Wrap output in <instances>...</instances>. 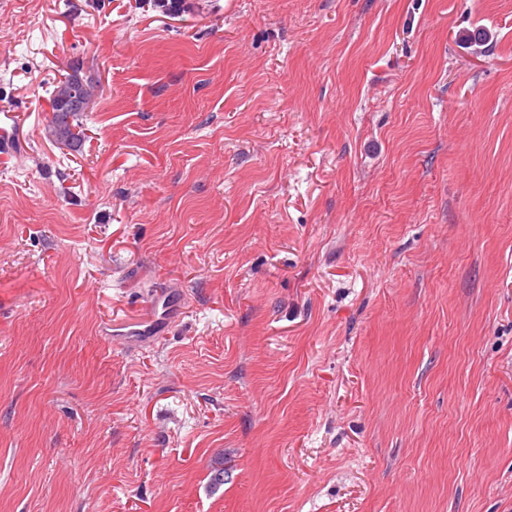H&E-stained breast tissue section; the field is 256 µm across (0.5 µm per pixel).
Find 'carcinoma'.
I'll list each match as a JSON object with an SVG mask.
<instances>
[{"mask_svg": "<svg viewBox=\"0 0 512 512\" xmlns=\"http://www.w3.org/2000/svg\"><path fill=\"white\" fill-rule=\"evenodd\" d=\"M95 89L96 83L81 76L77 69L57 83L50 96L51 134L55 140L70 148L81 141L82 123L80 118L85 114V110L68 107V99L75 95L92 99L95 96Z\"/></svg>", "mask_w": 512, "mask_h": 512, "instance_id": "1", "label": "carcinoma"}]
</instances>
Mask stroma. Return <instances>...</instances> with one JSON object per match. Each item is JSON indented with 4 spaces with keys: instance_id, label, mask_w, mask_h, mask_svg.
Listing matches in <instances>:
<instances>
[{
    "instance_id": "obj_1",
    "label": "stroma",
    "mask_w": 512,
    "mask_h": 512,
    "mask_svg": "<svg viewBox=\"0 0 512 512\" xmlns=\"http://www.w3.org/2000/svg\"><path fill=\"white\" fill-rule=\"evenodd\" d=\"M183 2L0 0V512H512V0ZM96 87V83L92 79H85L77 69L57 83L50 96L52 112L50 132L56 141L65 143L69 148L76 146L81 141L83 133L82 123L79 119L87 111L67 108L68 99L72 98L74 96L72 93H74L76 96L94 100ZM64 110L66 111L64 112ZM172 318L171 306L168 305V303L165 305L164 302H162L160 309L159 304H157L154 313L138 323V327L141 328L124 331L122 329L127 327L125 324H116L112 329V333L114 334L113 336H125L129 333H152L158 326L166 322L168 323Z\"/></svg>"
}]
</instances>
